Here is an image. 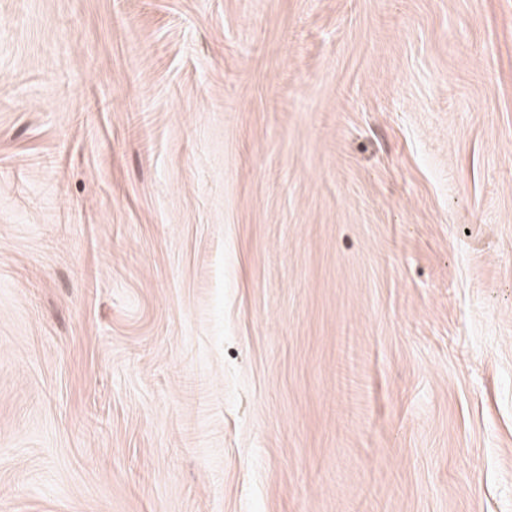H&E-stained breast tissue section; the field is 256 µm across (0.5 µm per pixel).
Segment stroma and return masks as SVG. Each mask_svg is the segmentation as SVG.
I'll use <instances>...</instances> for the list:
<instances>
[{
    "mask_svg": "<svg viewBox=\"0 0 512 512\" xmlns=\"http://www.w3.org/2000/svg\"><path fill=\"white\" fill-rule=\"evenodd\" d=\"M0 512H512V0H0Z\"/></svg>",
    "mask_w": 512,
    "mask_h": 512,
    "instance_id": "35a3bbf8",
    "label": "stroma"
}]
</instances>
